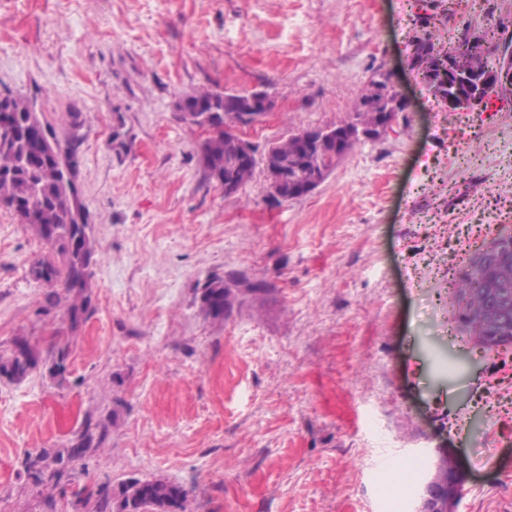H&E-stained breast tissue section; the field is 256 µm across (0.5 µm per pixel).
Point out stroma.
<instances>
[{
    "instance_id": "stroma-1",
    "label": "stroma",
    "mask_w": 512,
    "mask_h": 512,
    "mask_svg": "<svg viewBox=\"0 0 512 512\" xmlns=\"http://www.w3.org/2000/svg\"><path fill=\"white\" fill-rule=\"evenodd\" d=\"M416 0H0V97L33 101L74 153L95 249L94 312L70 330L29 275L48 247L0 205V353L73 333L64 378H0V512H74L132 478L188 492L187 512H421L440 453L454 512H512V347L450 337L458 254L512 232V108L448 111L409 65ZM390 71L413 103L310 195L268 209L262 174L225 195L181 96L266 88L265 144L350 120ZM273 284L221 322L215 275ZM102 448L48 510L24 462ZM424 467L387 489L378 446Z\"/></svg>"
}]
</instances>
